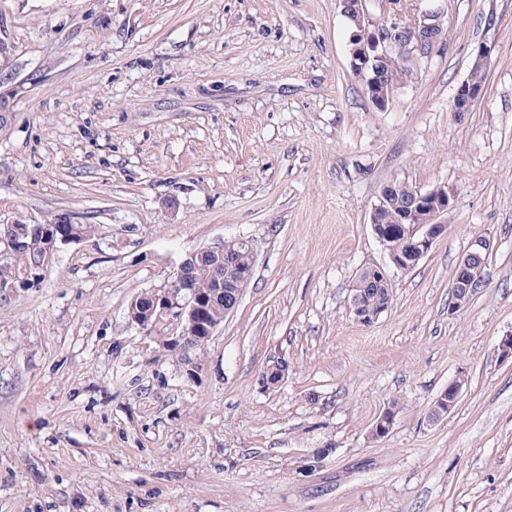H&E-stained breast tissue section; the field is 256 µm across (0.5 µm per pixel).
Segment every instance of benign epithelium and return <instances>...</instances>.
I'll use <instances>...</instances> for the list:
<instances>
[{
  "mask_svg": "<svg viewBox=\"0 0 512 512\" xmlns=\"http://www.w3.org/2000/svg\"><path fill=\"white\" fill-rule=\"evenodd\" d=\"M338 2L342 16L355 25L350 35L352 73L361 81L373 107L384 111L393 99V92L385 82L384 73L399 57H406L418 66L422 59L444 46L445 8L438 4V0H430L432 5L406 19L395 8L389 9L388 15L378 18L369 11V0ZM483 90L481 83L467 77L453 96L451 111L458 115L470 111ZM21 91L20 85L0 90V125L11 120L15 98ZM453 202L454 194L443 185L426 191L415 188L408 196L401 195L400 181L397 179L386 181L380 186L377 202L369 213V224L388 263L385 266L366 267L357 275L356 280L379 288V292L370 301L366 298L365 290L351 289L350 309L356 321L370 325L389 308L391 272L409 271L431 251L436 240L448 231V225L443 223L442 218ZM388 204L401 214L400 233L408 242L402 256L388 250V232L382 218ZM84 240L85 235L78 224L50 222L3 225L0 243L5 244L7 251L0 252V260L6 262L20 253H35L38 262L23 269L20 277L0 280V296L16 288H25L31 280L40 276L58 245ZM486 253V241L477 239L457 263L451 312H457L470 303L478 287L471 277L472 267L483 264ZM197 257L212 261L214 273L210 276V286L207 288H200L195 283ZM255 263V246L252 241L243 238L226 241L217 248L193 252L176 267L166 287L151 290L150 303H142L140 295L134 297L128 306V316L147 335L162 317L172 315L178 318L181 330L178 335L167 340L166 346L178 355L186 377L194 379L199 374L200 363L191 356V352L207 342L222 325V321L210 317V310L222 304L226 317L236 310L253 276ZM287 375L288 362L274 357L261 372L259 385L265 390L276 388ZM463 387L464 380L460 377L448 383V387L432 403L428 420L435 423L451 412ZM396 413L397 408L386 406L370 430L371 437L377 439L386 436L393 426Z\"/></svg>",
  "mask_w": 512,
  "mask_h": 512,
  "instance_id": "benign-epithelium-1",
  "label": "benign epithelium"
}]
</instances>
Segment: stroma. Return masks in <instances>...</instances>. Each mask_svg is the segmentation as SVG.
Here are the masks:
<instances>
[{
    "label": "stroma",
    "instance_id": "stroma-1",
    "mask_svg": "<svg viewBox=\"0 0 512 512\" xmlns=\"http://www.w3.org/2000/svg\"><path fill=\"white\" fill-rule=\"evenodd\" d=\"M447 7L444 50L379 112L338 0H0V87L26 88L0 224L95 227L0 297V512H512V0ZM483 43L484 96L454 114ZM393 178L454 203L367 326L350 289L387 261L368 218ZM238 237L253 280L187 379L178 319L147 335L128 305ZM478 238L483 283L450 312ZM288 375V363L280 357L272 358L259 376V385L264 390L279 387ZM463 387L464 380H462V377H457L448 383V387L432 403L428 413V420L435 423L451 412L459 400Z\"/></svg>",
    "mask_w": 512,
    "mask_h": 512
}]
</instances>
